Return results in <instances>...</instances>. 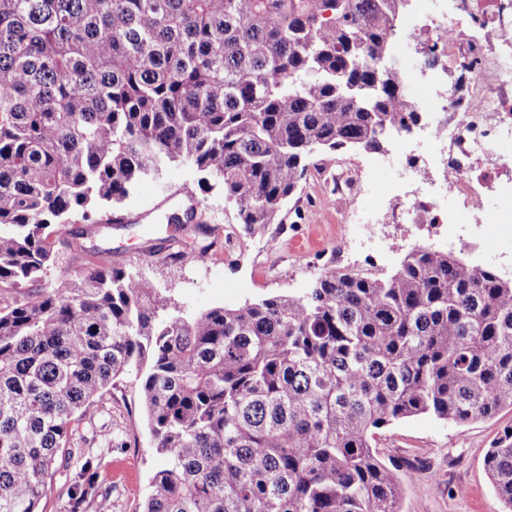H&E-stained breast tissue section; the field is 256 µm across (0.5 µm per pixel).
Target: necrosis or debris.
<instances>
[{"instance_id": "obj_1", "label": "necrosis or debris", "mask_w": 512, "mask_h": 512, "mask_svg": "<svg viewBox=\"0 0 512 512\" xmlns=\"http://www.w3.org/2000/svg\"><path fill=\"white\" fill-rule=\"evenodd\" d=\"M419 15V33L430 34L439 54L473 58L490 47L505 49L475 77L473 98L478 111L462 106L449 109L447 89L431 82L419 85L418 100L430 139L445 163L440 166L412 154L405 168L426 182L441 177L446 194L413 200L412 208L426 229H437L455 240L462 226L482 227L483 201L500 189V172L482 165V158L496 153L501 145L512 144V0H472L471 23L466 28L447 10L423 7ZM401 205L398 185L370 194L358 231L373 234L390 223Z\"/></svg>"}]
</instances>
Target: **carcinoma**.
Here are the masks:
<instances>
[{
	"instance_id": "obj_1",
	"label": "carcinoma",
	"mask_w": 512,
	"mask_h": 512,
	"mask_svg": "<svg viewBox=\"0 0 512 512\" xmlns=\"http://www.w3.org/2000/svg\"><path fill=\"white\" fill-rule=\"evenodd\" d=\"M403 0H0V512L58 473L97 503L121 376L165 464L142 512H400L377 431L512 410V279L414 248L386 276L326 270L300 295L193 317L100 260L43 281L145 177L189 163L250 234L312 166L418 123L390 61ZM484 468L512 512V428Z\"/></svg>"
}]
</instances>
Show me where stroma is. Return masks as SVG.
Listing matches in <instances>:
<instances>
[{
	"mask_svg": "<svg viewBox=\"0 0 512 512\" xmlns=\"http://www.w3.org/2000/svg\"><path fill=\"white\" fill-rule=\"evenodd\" d=\"M412 9H405L398 37L409 40L395 67L406 75V92L415 96L417 80L441 72L454 97L467 99L474 72L461 62L440 58L436 67L424 64L422 38H410ZM422 130L404 138L390 137L380 166L367 171L368 152L359 150L337 157L334 170L364 175L375 191L401 173L402 146H415ZM199 173L190 165H170L159 175L141 181L117 210L118 224L93 229L85 238V252H64L58 268L46 279L49 287L64 279H78L97 256L113 267L140 271L152 285L167 291L176 312L195 313L210 307L239 306L269 294L295 295L309 281L336 266V235L349 211H363L364 197L342 196L327 181L324 171L311 169L302 190L287 205L283 223L270 225L263 235L248 234L234 208L225 202L221 184L199 186ZM205 212L206 223L184 230L166 227V218L189 206ZM206 246L196 259L170 262L185 244ZM416 240L405 226L391 230L383 248L355 251L353 267L383 264L393 272ZM102 446L99 481L109 494L102 512H141L150 492L152 474L164 464L154 448L139 404L136 380L126 376L104 396L93 419ZM512 411L463 425L422 414L392 424L376 436L382 460L410 468L402 512H503V504L484 470L487 448L507 427Z\"/></svg>",
	"mask_w": 512,
	"mask_h": 512,
	"instance_id": "stroma-1",
	"label": "stroma"
}]
</instances>
